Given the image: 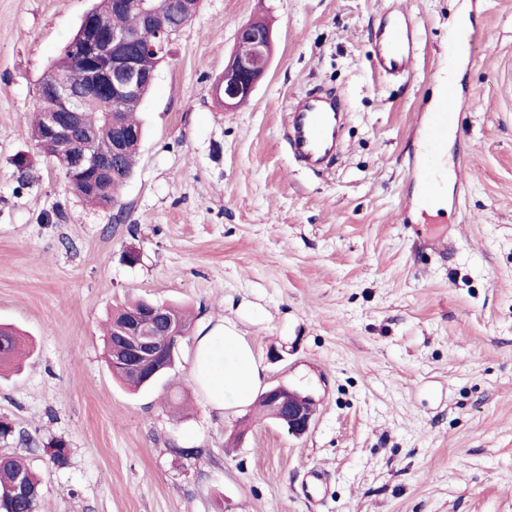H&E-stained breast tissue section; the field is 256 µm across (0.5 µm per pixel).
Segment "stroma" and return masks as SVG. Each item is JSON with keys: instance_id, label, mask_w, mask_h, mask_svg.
<instances>
[{"instance_id": "35a3bbf8", "label": "stroma", "mask_w": 512, "mask_h": 512, "mask_svg": "<svg viewBox=\"0 0 512 512\" xmlns=\"http://www.w3.org/2000/svg\"><path fill=\"white\" fill-rule=\"evenodd\" d=\"M91 5L0 0V323L29 352L0 370L16 431L0 454L40 475L39 512H512V0H203L157 68L111 209L67 193L29 137L39 83ZM389 7L422 27L403 78L371 65ZM255 20L272 30L268 72L219 109L211 85ZM462 23L480 39L449 53ZM449 72L478 106L446 148L467 174L429 220L425 107ZM309 92L349 114L318 171L284 137ZM132 298L190 308L195 330L233 323L264 386L314 396L308 433L253 404L213 410L193 334L169 376L127 390L103 323ZM54 439L61 468L42 452Z\"/></svg>"}]
</instances>
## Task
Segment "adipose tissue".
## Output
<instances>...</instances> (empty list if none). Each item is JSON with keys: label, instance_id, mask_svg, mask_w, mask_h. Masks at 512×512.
Wrapping results in <instances>:
<instances>
[{"label": "adipose tissue", "instance_id": "obj_1", "mask_svg": "<svg viewBox=\"0 0 512 512\" xmlns=\"http://www.w3.org/2000/svg\"><path fill=\"white\" fill-rule=\"evenodd\" d=\"M193 373L216 410L248 405L262 383V369L232 324H219L196 339Z\"/></svg>", "mask_w": 512, "mask_h": 512}]
</instances>
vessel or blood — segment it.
Instances as JSON below:
<instances>
[{
	"instance_id": "obj_1",
	"label": "vessel or blood",
	"mask_w": 512,
	"mask_h": 512,
	"mask_svg": "<svg viewBox=\"0 0 512 512\" xmlns=\"http://www.w3.org/2000/svg\"><path fill=\"white\" fill-rule=\"evenodd\" d=\"M373 35L375 69L384 74L408 73L419 52L417 23L403 11L387 12ZM476 105V100H465L455 85L444 86L428 108L424 129L432 153H439L449 132L457 130L462 110ZM339 112L333 100L322 96L304 95L290 102V144L303 162L317 165L333 157L340 128Z\"/></svg>"
}]
</instances>
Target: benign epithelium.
Segmentation results:
<instances>
[{"instance_id":"benign-epithelium-1","label":"benign epithelium","mask_w":512,"mask_h":512,"mask_svg":"<svg viewBox=\"0 0 512 512\" xmlns=\"http://www.w3.org/2000/svg\"><path fill=\"white\" fill-rule=\"evenodd\" d=\"M118 7L137 11L141 23L156 29L158 43L141 46L133 31L107 26L105 20L94 14L83 16L72 50L86 57L87 79L80 86L65 83L50 84L45 93L47 107L41 113V123L47 132L42 148L48 149L55 141H66L79 132L86 144L71 153L66 162L67 172L111 169L129 151L140 146L139 131L107 115L111 135L102 141L91 120L93 105L114 96L121 97L132 109H139L152 84L145 76L143 56L159 64L167 56L171 40L169 25L164 17L178 18L187 23L197 15L201 0H117ZM249 43L252 52L243 55L233 52L224 67V106L233 107L247 99L256 84L265 75L272 50V34L261 22H248L236 31V43ZM179 327L164 304L150 305L145 315L129 316L119 331L120 354L113 362L155 377L174 368L171 357L177 348ZM261 398L278 413V420L288 433L301 436L310 427L313 416V398L284 385H274L261 393Z\"/></svg>"}]
</instances>
